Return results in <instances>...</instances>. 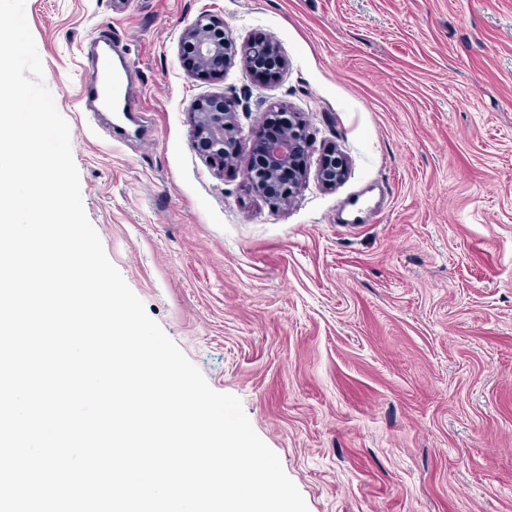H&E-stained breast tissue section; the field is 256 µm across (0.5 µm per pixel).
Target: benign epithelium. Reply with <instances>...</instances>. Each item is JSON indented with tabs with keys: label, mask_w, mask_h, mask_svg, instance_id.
Returning <instances> with one entry per match:
<instances>
[{
	"label": "benign epithelium",
	"mask_w": 512,
	"mask_h": 512,
	"mask_svg": "<svg viewBox=\"0 0 512 512\" xmlns=\"http://www.w3.org/2000/svg\"><path fill=\"white\" fill-rule=\"evenodd\" d=\"M178 45L185 68L195 75L222 78L238 56L246 66L271 77L287 66L276 41H255L239 48L228 36L224 19L212 15L199 16L181 33ZM191 114L197 153L220 168L238 161L241 134L238 112L224 95L196 100ZM271 120L288 128L289 134L265 140L259 160L247 163L244 174L261 196L286 201L305 178L300 157L309 147V136L297 112L273 110ZM347 168L348 160L343 154L330 152L319 160L316 176L322 185L334 187L343 180Z\"/></svg>",
	"instance_id": "benign-epithelium-1"
}]
</instances>
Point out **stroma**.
<instances>
[{"label":"stroma","mask_w":512,"mask_h":512,"mask_svg":"<svg viewBox=\"0 0 512 512\" xmlns=\"http://www.w3.org/2000/svg\"><path fill=\"white\" fill-rule=\"evenodd\" d=\"M288 68L188 72L199 14ZM86 215L148 315L240 399L308 512H512V0H26ZM108 28L141 131L78 103ZM216 93L251 146L271 106L310 147L294 197L193 147ZM348 159L323 186L320 158Z\"/></svg>","instance_id":"35a3bbf8"}]
</instances>
